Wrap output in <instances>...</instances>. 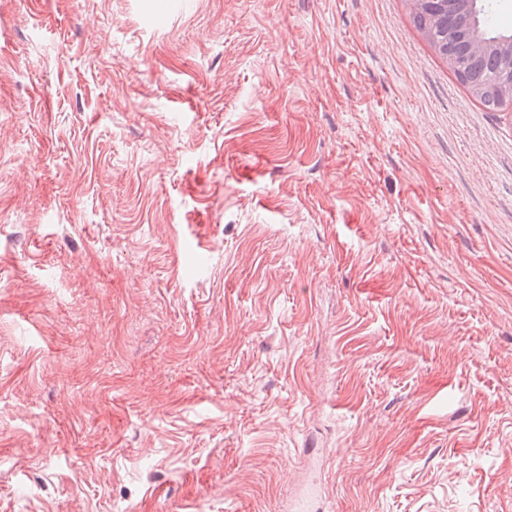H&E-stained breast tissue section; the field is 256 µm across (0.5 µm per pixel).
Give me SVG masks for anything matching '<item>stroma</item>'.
Instances as JSON below:
<instances>
[{"label": "stroma", "instance_id": "stroma-1", "mask_svg": "<svg viewBox=\"0 0 512 512\" xmlns=\"http://www.w3.org/2000/svg\"><path fill=\"white\" fill-rule=\"evenodd\" d=\"M512 512V112L406 0H0V512Z\"/></svg>", "mask_w": 512, "mask_h": 512}]
</instances>
